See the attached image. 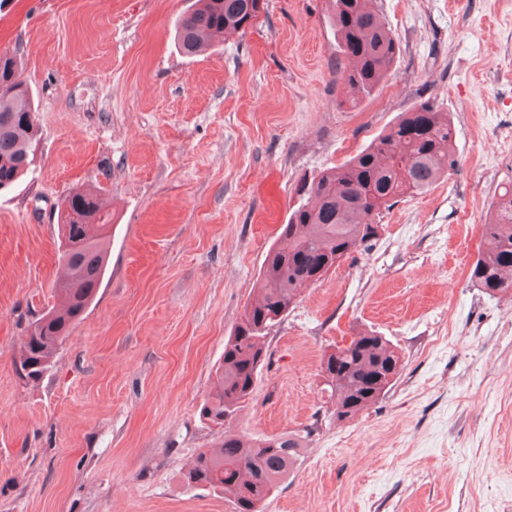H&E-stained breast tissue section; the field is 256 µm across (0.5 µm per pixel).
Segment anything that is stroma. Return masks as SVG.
<instances>
[{
    "label": "stroma",
    "mask_w": 512,
    "mask_h": 512,
    "mask_svg": "<svg viewBox=\"0 0 512 512\" xmlns=\"http://www.w3.org/2000/svg\"><path fill=\"white\" fill-rule=\"evenodd\" d=\"M195 0H5L0 52L35 101L33 172L0 192V512H232L182 469L224 437L202 421L297 183L434 98L460 167L306 289L270 333L250 436L316 424L265 512H512V297L471 286L512 180V0H374L401 52L358 110L337 107L326 0H266L246 34L185 55ZM99 191L107 268L35 381L12 365L56 304L61 202ZM372 331L396 383L354 418L322 413L325 351Z\"/></svg>",
    "instance_id": "35a3bbf8"
}]
</instances>
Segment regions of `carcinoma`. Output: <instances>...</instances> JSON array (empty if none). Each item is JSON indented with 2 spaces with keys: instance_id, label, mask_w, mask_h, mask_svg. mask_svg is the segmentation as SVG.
<instances>
[{
  "instance_id": "cac0c4a2",
  "label": "carcinoma",
  "mask_w": 512,
  "mask_h": 512,
  "mask_svg": "<svg viewBox=\"0 0 512 512\" xmlns=\"http://www.w3.org/2000/svg\"><path fill=\"white\" fill-rule=\"evenodd\" d=\"M177 22L178 43L186 55L215 46L218 38L244 34L255 25L264 0H198ZM372 0H328L343 62L336 81L343 89L338 106L355 108L386 79L400 46ZM0 189L11 187L33 166L36 121L28 88L15 54L0 53ZM456 129L428 98L401 113L388 130L339 166L323 170L297 188L298 202L279 237L288 247H271L241 321L224 343L216 383L201 408L204 419L225 425L252 399L268 350L266 339L303 291L379 237L382 215L408 194H422L459 168ZM74 223L65 219L58 246L52 305L32 319L15 352L17 374L36 380L51 367L58 350L95 298L108 254L112 215L99 194L74 191ZM483 224L482 242L468 279L490 296L512 294V183L501 187ZM399 355L382 336L365 332L324 355V390L332 417L350 419L373 405L397 380ZM316 426L263 438L231 431L214 449L196 454L183 473L191 488L219 491L233 512H264L265 502L288 476Z\"/></svg>"
}]
</instances>
